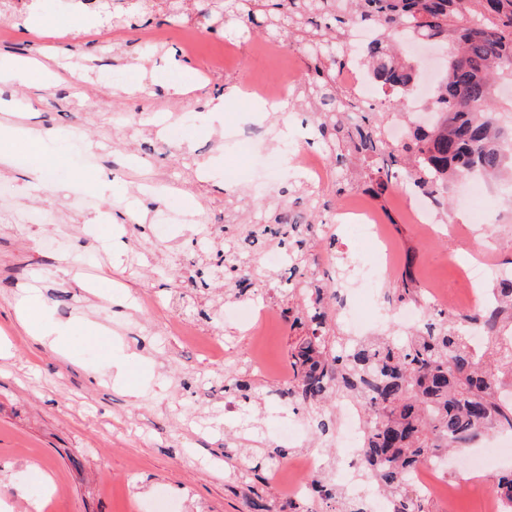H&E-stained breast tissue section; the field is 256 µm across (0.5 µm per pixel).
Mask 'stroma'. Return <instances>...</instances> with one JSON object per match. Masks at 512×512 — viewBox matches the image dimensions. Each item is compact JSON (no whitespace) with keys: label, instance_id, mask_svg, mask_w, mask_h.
<instances>
[{"label":"stroma","instance_id":"35a3bbf8","mask_svg":"<svg viewBox=\"0 0 512 512\" xmlns=\"http://www.w3.org/2000/svg\"><path fill=\"white\" fill-rule=\"evenodd\" d=\"M38 30H12L0 42V56L33 59L40 70L28 81L0 85V123L18 122L49 131L52 138L30 148L1 141L19 162L0 173L19 208L51 214L41 224L0 223V512H342L336 501L292 497V476L270 467L266 457L285 448L279 425L301 426V440L289 457L314 452L324 459L323 474L333 479L339 462L333 439L312 433L306 411L284 407L270 392L289 378V353L296 340L287 323L268 327L263 338V369L251 367V339L224 317L236 307L223 289L193 288L189 275L200 262L201 229L181 224L159 228L161 217L180 206L198 211L214 228L213 241L228 242V224H256L277 203L288 204L307 220L323 215L312 252L324 269L351 264L365 243L341 241L330 253L333 207L342 202L336 188L348 181L383 224L398 258L397 275L410 276L418 304L427 287L466 291V259L479 254L512 271V192L506 181L488 184L483 199L487 221L464 229L462 184H449L447 220L436 233L413 223L406 197L387 190L370 192L369 174L380 157L348 158L320 185L286 171L281 155L283 126L300 127L305 108L289 96L285 108L264 113L265 135L256 148L224 140L228 127L251 119L235 93L254 79L278 71L304 75V51L279 44L265 47L266 35L248 22L212 33L196 30V45L185 53L178 40L149 42L158 19L142 26L89 27V17L71 0H41ZM83 25L77 51L63 74L55 54V33ZM187 86L183 96L169 92ZM126 88L124 96L114 87ZM225 96L224 115L214 122L206 98ZM181 128L164 139L159 114ZM89 146L92 167L79 164L75 140ZM60 170V193L42 183L47 169ZM235 168L247 177L224 181ZM93 170L112 183L101 197L77 178ZM155 176L173 186L169 197H140L139 180ZM299 195L283 196L287 185ZM137 207L140 225L96 223L104 211ZM111 294V302L91 289ZM37 291L46 319L69 326L68 352L34 342L20 329L16 313L28 291ZM227 338L224 362L202 355L207 335ZM125 361L116 377L108 355ZM251 386L246 408L250 428L224 414L226 379ZM512 472V458L480 473L440 477L426 497V512H478L477 494Z\"/></svg>","mask_w":512,"mask_h":512}]
</instances>
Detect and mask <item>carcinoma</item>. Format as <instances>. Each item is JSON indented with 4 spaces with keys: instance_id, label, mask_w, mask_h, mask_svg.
<instances>
[{
    "instance_id": "carcinoma-1",
    "label": "carcinoma",
    "mask_w": 512,
    "mask_h": 512,
    "mask_svg": "<svg viewBox=\"0 0 512 512\" xmlns=\"http://www.w3.org/2000/svg\"><path fill=\"white\" fill-rule=\"evenodd\" d=\"M203 26L233 18L246 19L279 37L294 35L309 48L323 41L310 38L316 19L335 22V38L346 28L376 30L362 53L382 89L404 96L414 79V64L392 54L396 34L405 30L445 49V72L432 99L436 118L408 131L397 151H387L381 126L371 115L363 124H345L339 116L346 98L336 75L342 59L331 54L313 58L301 85L324 152L336 163L350 154L394 159L401 156L413 186L443 204L448 183L480 175L490 177L511 159L503 134L512 125V106L493 101V85L512 82V0H358L352 13L340 12L342 0H205ZM144 0H94L92 13L119 25L142 12ZM372 192L394 185L398 170H380ZM314 225L295 223L291 210L275 208L262 224H253L238 241L215 252V260L192 270L191 283L206 285L204 276L224 277V287L251 292L255 257L269 241L291 253L297 280L281 282L294 297L295 288L309 295L304 310L286 309L299 339L291 348V381L277 391L281 402L311 412L317 433L330 437L336 420L329 399H350L364 408L363 458L368 477L390 499L393 512H423V498L404 481L405 474L443 458L449 448H466L489 430L512 431V401L497 397L498 372L512 371V349L498 346L512 323V276L496 280L490 301L479 311L448 324V315L431 312L426 325L405 340L367 337L354 340L330 332L325 300L336 295L337 281L313 269ZM474 328L491 344L492 368L474 354L466 330ZM311 486L323 501L342 496V489L314 478Z\"/></svg>"
}]
</instances>
